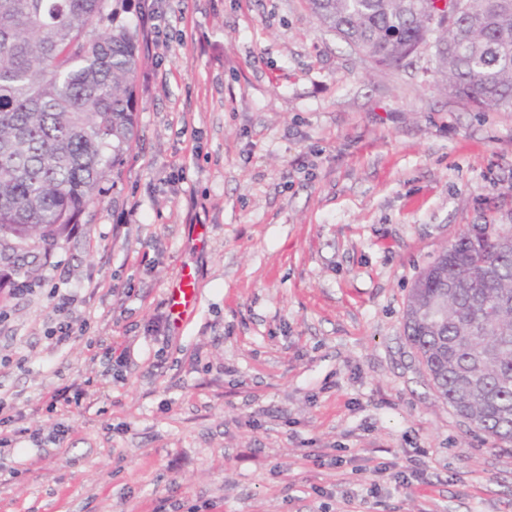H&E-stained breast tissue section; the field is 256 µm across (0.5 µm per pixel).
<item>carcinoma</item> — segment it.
Listing matches in <instances>:
<instances>
[{
	"label": "carcinoma",
	"mask_w": 512,
	"mask_h": 512,
	"mask_svg": "<svg viewBox=\"0 0 512 512\" xmlns=\"http://www.w3.org/2000/svg\"><path fill=\"white\" fill-rule=\"evenodd\" d=\"M318 23L382 66L434 38L444 86L478 110L512 111V0H465L448 26L432 0H308ZM110 0H0V241L46 252L99 200L136 138L137 36ZM407 342L438 397L512 446V227L480 224L410 289Z\"/></svg>",
	"instance_id": "1"
}]
</instances>
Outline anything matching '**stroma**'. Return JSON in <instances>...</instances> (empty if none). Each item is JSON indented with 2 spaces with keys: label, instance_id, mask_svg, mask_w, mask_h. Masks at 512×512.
<instances>
[{
  "label": "stroma",
  "instance_id": "stroma-1",
  "mask_svg": "<svg viewBox=\"0 0 512 512\" xmlns=\"http://www.w3.org/2000/svg\"><path fill=\"white\" fill-rule=\"evenodd\" d=\"M115 22L138 137L47 255L0 259V396L59 439L0 428V512H512V447L437 397L403 328L443 248L512 224V112L447 93L429 51L375 65L306 0H123ZM75 382L87 406H49ZM198 299L195 279L190 274H183L170 289L169 305L175 322H181ZM190 314V313H189Z\"/></svg>",
  "mask_w": 512,
  "mask_h": 512
}]
</instances>
